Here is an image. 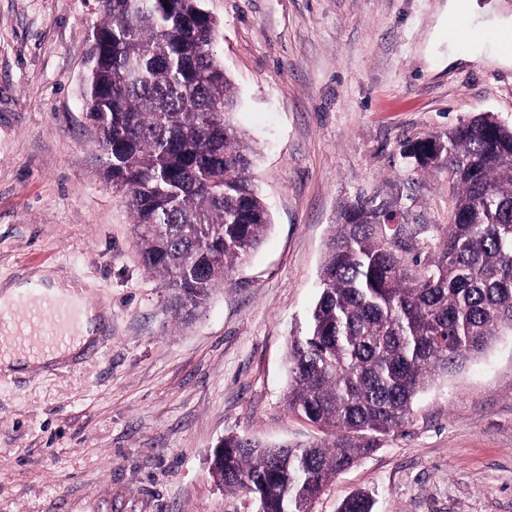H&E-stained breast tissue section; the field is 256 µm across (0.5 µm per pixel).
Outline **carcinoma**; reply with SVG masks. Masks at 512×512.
Wrapping results in <instances>:
<instances>
[{"label": "carcinoma", "mask_w": 512, "mask_h": 512, "mask_svg": "<svg viewBox=\"0 0 512 512\" xmlns=\"http://www.w3.org/2000/svg\"><path fill=\"white\" fill-rule=\"evenodd\" d=\"M83 108L105 174L134 217L143 263L185 317L255 251L270 216L258 192L238 97L217 59L202 0H98ZM416 169L448 173L450 221L433 247L385 223L391 201L358 196L338 212L320 295L288 341L292 414L341 434L271 446L229 436L211 474L256 496L257 512H310L336 475L409 422L438 373L512 331V128L480 116L409 145ZM356 493L337 512H372Z\"/></svg>", "instance_id": "cac0c4a2"}]
</instances>
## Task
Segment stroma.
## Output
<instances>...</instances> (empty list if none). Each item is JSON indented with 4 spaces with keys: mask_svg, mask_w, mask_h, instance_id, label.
Masks as SVG:
<instances>
[{
    "mask_svg": "<svg viewBox=\"0 0 512 512\" xmlns=\"http://www.w3.org/2000/svg\"><path fill=\"white\" fill-rule=\"evenodd\" d=\"M444 2L205 0L272 223L183 323L84 118L96 0H0V284L49 269L103 319L82 355L0 374V512H257L213 479L220 441L332 440L289 413L286 352L307 330L338 211L377 191L432 238L448 176L414 171L404 143L484 113L512 127L511 65L429 71ZM356 491L374 512H512V334L421 392L410 423L312 512Z\"/></svg>",
    "mask_w": 512,
    "mask_h": 512,
    "instance_id": "obj_1",
    "label": "stroma"
}]
</instances>
